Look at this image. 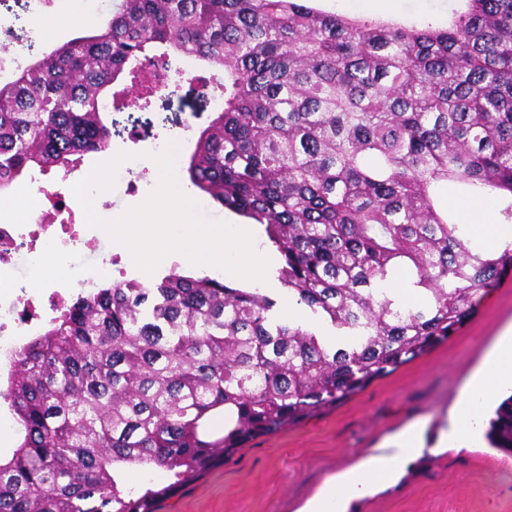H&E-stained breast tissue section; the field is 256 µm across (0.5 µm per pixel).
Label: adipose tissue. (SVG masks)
I'll return each instance as SVG.
<instances>
[{
  "instance_id": "adipose-tissue-1",
  "label": "adipose tissue",
  "mask_w": 512,
  "mask_h": 512,
  "mask_svg": "<svg viewBox=\"0 0 512 512\" xmlns=\"http://www.w3.org/2000/svg\"><path fill=\"white\" fill-rule=\"evenodd\" d=\"M512 391V330L498 341L493 353L474 375L467 394L459 403L451 428L444 432L439 445L459 450L470 447L477 434V424L500 397ZM421 425L414 424L398 433L391 455L356 465L324 484L301 512H347L352 500L385 489L392 478L402 476L421 454Z\"/></svg>"
}]
</instances>
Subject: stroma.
<instances>
[{
    "instance_id": "stroma-1",
    "label": "stroma",
    "mask_w": 512,
    "mask_h": 512,
    "mask_svg": "<svg viewBox=\"0 0 512 512\" xmlns=\"http://www.w3.org/2000/svg\"><path fill=\"white\" fill-rule=\"evenodd\" d=\"M453 0H385L360 10L348 0H315L349 18L446 26ZM186 66L176 87L148 109L116 113L126 125L111 153H159L184 130L208 125L217 104ZM512 325V271L502 276L456 332L393 373L316 415L248 441L162 500L156 512H299L324 482L368 460L386 440L419 423L425 450L397 485L357 500L353 512H512V456L492 447L482 423L471 448L433 452L449 429L465 384L492 343Z\"/></svg>"
}]
</instances>
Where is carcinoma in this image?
<instances>
[{
  "instance_id": "cac0c4a2",
  "label": "carcinoma",
  "mask_w": 512,
  "mask_h": 512,
  "mask_svg": "<svg viewBox=\"0 0 512 512\" xmlns=\"http://www.w3.org/2000/svg\"><path fill=\"white\" fill-rule=\"evenodd\" d=\"M444 29L325 13L298 0H112L101 34L27 54L0 82V191L74 170L122 131L127 77L148 100L192 58L223 103L190 183L262 225L278 282L187 275L81 291L9 355L18 433L0 512H155L265 434L341 401L453 335L512 268L442 191L512 223V0H456ZM224 416V434L208 421ZM486 438L512 453V398ZM161 467L156 489L127 470ZM266 252L270 258H271V265L269 266L268 273H267V280L269 281V286H266L267 293L271 295L272 298L276 299L277 309L283 313L284 305L286 302L291 300H288V295L285 293V291L282 289L280 283L277 281V279L274 276L273 269L278 264V255L276 252L271 250H266Z\"/></svg>"
}]
</instances>
